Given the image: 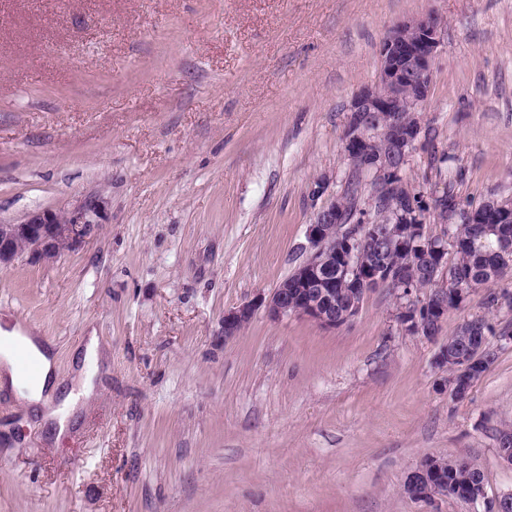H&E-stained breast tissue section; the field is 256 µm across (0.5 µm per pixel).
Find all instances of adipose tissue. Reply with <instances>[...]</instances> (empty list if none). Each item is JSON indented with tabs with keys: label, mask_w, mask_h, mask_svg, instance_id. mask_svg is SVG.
I'll use <instances>...</instances> for the list:
<instances>
[{
	"label": "adipose tissue",
	"mask_w": 512,
	"mask_h": 512,
	"mask_svg": "<svg viewBox=\"0 0 512 512\" xmlns=\"http://www.w3.org/2000/svg\"><path fill=\"white\" fill-rule=\"evenodd\" d=\"M56 357L50 341L24 332L20 324L0 327V384L20 393L29 403L44 408L45 420L66 427L79 397L93 394L92 377L78 379L80 393L66 392L56 407H48L45 394L57 386Z\"/></svg>",
	"instance_id": "ef3b65f1"
}]
</instances>
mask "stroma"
Instances as JSON below:
<instances>
[{"mask_svg": "<svg viewBox=\"0 0 512 512\" xmlns=\"http://www.w3.org/2000/svg\"><path fill=\"white\" fill-rule=\"evenodd\" d=\"M425 15L441 46L404 175L512 200V0H0V222L106 203L78 249L0 270V322L54 342L63 387L89 337L101 354L63 436L0 391V512H484L406 497L428 456L512 493V309L486 304L512 273L432 341L385 288L334 329L259 312L223 333L304 261L351 174L347 109ZM478 318L495 360L455 401L434 356Z\"/></svg>", "mask_w": 512, "mask_h": 512, "instance_id": "35a3bbf8", "label": "stroma"}]
</instances>
